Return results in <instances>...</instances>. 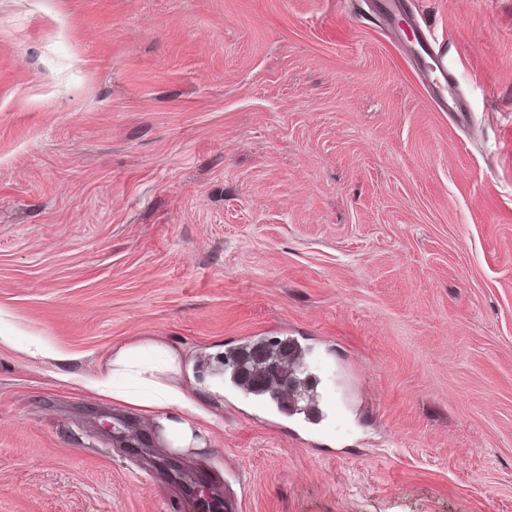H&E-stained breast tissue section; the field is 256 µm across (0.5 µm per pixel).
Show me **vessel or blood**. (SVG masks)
Wrapping results in <instances>:
<instances>
[{"mask_svg":"<svg viewBox=\"0 0 512 512\" xmlns=\"http://www.w3.org/2000/svg\"><path fill=\"white\" fill-rule=\"evenodd\" d=\"M376 9L385 25L400 39L437 106L445 112L464 111L457 81L448 69V48L431 39L428 20L409 9L405 0H380Z\"/></svg>","mask_w":512,"mask_h":512,"instance_id":"1","label":"vessel or blood"}]
</instances>
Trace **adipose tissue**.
I'll return each mask as SVG.
<instances>
[{
	"label": "adipose tissue",
	"instance_id": "1",
	"mask_svg": "<svg viewBox=\"0 0 512 512\" xmlns=\"http://www.w3.org/2000/svg\"><path fill=\"white\" fill-rule=\"evenodd\" d=\"M187 371L181 355L164 343L126 344L113 348L104 370L85 384L147 418L155 424L161 442L181 452L205 447L212 428L222 424L207 410L205 400L223 398V380L209 381L203 395L196 396L181 382Z\"/></svg>",
	"mask_w": 512,
	"mask_h": 512
}]
</instances>
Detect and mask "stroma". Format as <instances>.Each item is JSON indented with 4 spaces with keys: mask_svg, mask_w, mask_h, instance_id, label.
<instances>
[{
    "mask_svg": "<svg viewBox=\"0 0 512 512\" xmlns=\"http://www.w3.org/2000/svg\"><path fill=\"white\" fill-rule=\"evenodd\" d=\"M411 2L464 117L371 0H0V512H512V0ZM145 340L315 394L172 452L82 384ZM290 351L288 345L282 346L281 342H277L271 347L251 348L230 354L226 358L228 364L232 365L231 374L238 371L255 393L265 392L274 400H279L282 392L281 380L290 381L294 387L301 384L297 377V370L292 371L289 368ZM274 361L279 363L277 372L269 368V364Z\"/></svg>",
    "mask_w": 512,
    "mask_h": 512,
    "instance_id": "35a3bbf8",
    "label": "stroma"
}]
</instances>
